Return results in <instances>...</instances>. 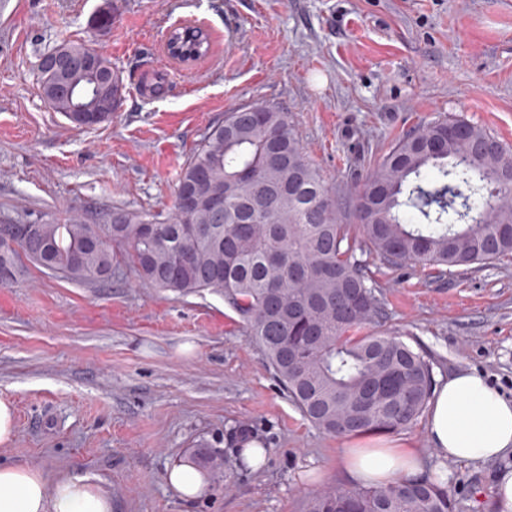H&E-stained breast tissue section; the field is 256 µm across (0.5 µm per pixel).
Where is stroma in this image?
Here are the masks:
<instances>
[{
	"mask_svg": "<svg viewBox=\"0 0 512 512\" xmlns=\"http://www.w3.org/2000/svg\"><path fill=\"white\" fill-rule=\"evenodd\" d=\"M0 16V224H108L114 209L170 212L177 176L225 112L273 103L289 112L327 183L349 208L355 187L398 139L463 118L512 148V0H9ZM112 22L98 30L104 3ZM211 39L193 64L164 53L170 24ZM81 41L127 88L119 112L74 127L43 101L35 68ZM155 94H134L143 83ZM366 263L387 328L429 361L435 381L462 370L512 400V258L440 272ZM0 398L14 434L0 463L89 479L112 512H300L326 484L352 486L346 448L401 443L435 451L425 420L406 431L336 438L308 422L244 336L223 296H182L121 267L94 283L28 267L0 286ZM267 450L233 486L207 478L181 498L167 481L191 448ZM463 512H493L512 453L445 460Z\"/></svg>",
	"mask_w": 512,
	"mask_h": 512,
	"instance_id": "35a3bbf8",
	"label": "stroma"
}]
</instances>
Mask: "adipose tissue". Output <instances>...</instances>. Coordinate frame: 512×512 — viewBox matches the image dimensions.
Returning <instances> with one entry per match:
<instances>
[{
    "label": "adipose tissue",
    "instance_id": "1",
    "mask_svg": "<svg viewBox=\"0 0 512 512\" xmlns=\"http://www.w3.org/2000/svg\"><path fill=\"white\" fill-rule=\"evenodd\" d=\"M427 430L440 458L496 459L512 451V401L482 377L458 372L434 388ZM340 461L357 482L372 486L433 477L421 455L403 445L351 448ZM0 512H112V499L84 478L0 464Z\"/></svg>",
    "mask_w": 512,
    "mask_h": 512
}]
</instances>
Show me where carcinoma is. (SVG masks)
Instances as JSON below:
<instances>
[{
  "label": "carcinoma",
  "instance_id": "obj_1",
  "mask_svg": "<svg viewBox=\"0 0 512 512\" xmlns=\"http://www.w3.org/2000/svg\"><path fill=\"white\" fill-rule=\"evenodd\" d=\"M181 55L201 57L209 36L199 25L174 28ZM60 63L38 66L48 106L71 124H89L73 111V86L85 76L70 60H111L83 42L52 50ZM119 87L86 86L90 108L106 122ZM188 192L190 211L180 206ZM496 206L485 210L487 200ZM11 230L25 256L0 247V286L25 274L22 259L75 282L112 277L125 264L146 284L186 296L211 291L237 313L264 352L273 375L302 415L334 437L412 428L432 396L429 362L383 329L373 273L357 252L388 266L414 262L443 267L487 265L512 256V149L462 118L431 121L394 143L355 189L343 211L312 162L287 111L259 104L234 109L208 131L181 168L170 215L112 212V241L92 247L93 225ZM188 463L224 472L234 482L237 457L209 446ZM440 483L400 481L385 487L328 485L305 499L302 512H457Z\"/></svg>",
  "mask_w": 512,
  "mask_h": 512
}]
</instances>
